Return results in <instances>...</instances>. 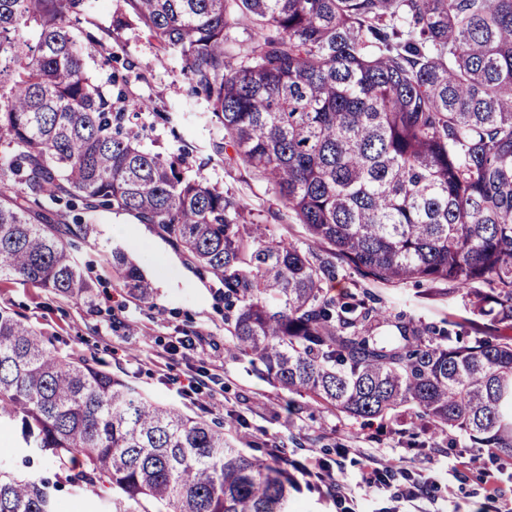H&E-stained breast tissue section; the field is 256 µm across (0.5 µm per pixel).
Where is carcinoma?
Masks as SVG:
<instances>
[{
	"instance_id": "1",
	"label": "carcinoma",
	"mask_w": 512,
	"mask_h": 512,
	"mask_svg": "<svg viewBox=\"0 0 512 512\" xmlns=\"http://www.w3.org/2000/svg\"><path fill=\"white\" fill-rule=\"evenodd\" d=\"M125 2L108 35L135 20L180 56L224 128L211 155L232 149L312 246L189 175L188 149L153 153L122 128L75 33L87 0H0V278L90 292L61 225L78 204L127 213L221 285L226 352L275 387L512 454V0ZM113 260L126 293L151 302L140 267ZM339 266L383 285L446 282L482 322L466 341L451 318L437 336L403 322L380 344L387 310L368 291L332 296ZM0 429L58 468H0V512H57L64 485L108 512H288L297 488L278 442L247 454L246 435L59 354L1 307Z\"/></svg>"
}]
</instances>
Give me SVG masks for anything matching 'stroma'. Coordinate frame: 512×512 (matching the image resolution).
Here are the masks:
<instances>
[{
  "label": "stroma",
  "mask_w": 512,
  "mask_h": 512,
  "mask_svg": "<svg viewBox=\"0 0 512 512\" xmlns=\"http://www.w3.org/2000/svg\"><path fill=\"white\" fill-rule=\"evenodd\" d=\"M123 9L124 0H91L92 21L84 25L81 40L89 74L104 92L124 93L119 106L125 124L140 134L146 150L173 155L188 144L198 155L209 154L211 141L223 131L193 96L178 55L158 51L135 24L113 41L111 60H102L98 43ZM203 176L240 200L255 222L269 225L275 236L308 247L301 224L283 212L263 179L242 165L218 159ZM81 222L92 232L74 239L72 253L91 285L89 296L72 298L19 279L0 280V307L41 329L60 354L95 359L148 399L218 419L225 432L247 429L249 447L276 440L287 445L289 459L316 457L342 464L352 512H450L455 505L471 512L483 501L480 468L491 465L490 455L476 448H450L421 433H400L395 422L367 423L314 404L290 413L278 388L255 375L247 361L225 352L224 299L218 283L201 277L155 226L138 223L131 215L100 209L82 213ZM116 249L141 268L155 291L153 303L134 301L121 288L111 266ZM363 287L390 314L375 330L386 342L398 334L393 317L440 326L449 316L464 313L461 303L434 295L430 282L369 284L348 268L339 270L331 292L338 296ZM182 336L194 337V345L171 354ZM201 373L208 376L206 388L189 389L188 379ZM369 457L393 465L397 483L432 476L437 487L418 493L412 504L367 494L361 462Z\"/></svg>",
  "instance_id": "35a3bbf8"
}]
</instances>
